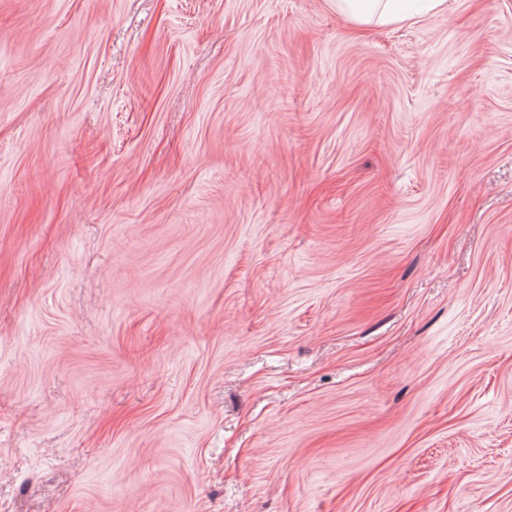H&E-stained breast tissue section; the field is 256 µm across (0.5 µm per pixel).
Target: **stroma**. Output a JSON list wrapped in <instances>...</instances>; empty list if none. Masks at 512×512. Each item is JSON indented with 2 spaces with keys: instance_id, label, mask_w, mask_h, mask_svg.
Listing matches in <instances>:
<instances>
[{
  "instance_id": "1",
  "label": "stroma",
  "mask_w": 512,
  "mask_h": 512,
  "mask_svg": "<svg viewBox=\"0 0 512 512\" xmlns=\"http://www.w3.org/2000/svg\"><path fill=\"white\" fill-rule=\"evenodd\" d=\"M0 512H512V0H0ZM336 11L343 14L352 29L363 34L370 26H383L412 17L413 0H335Z\"/></svg>"
}]
</instances>
